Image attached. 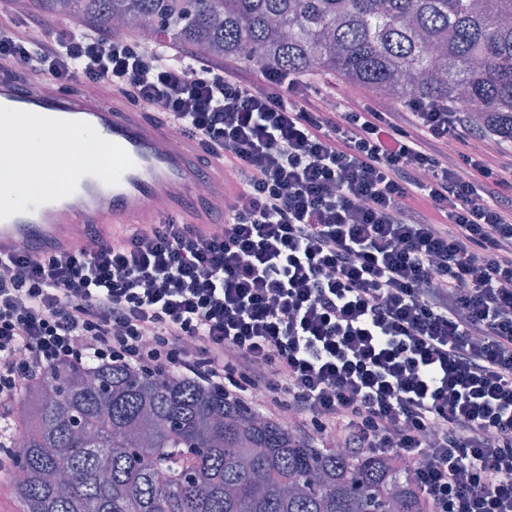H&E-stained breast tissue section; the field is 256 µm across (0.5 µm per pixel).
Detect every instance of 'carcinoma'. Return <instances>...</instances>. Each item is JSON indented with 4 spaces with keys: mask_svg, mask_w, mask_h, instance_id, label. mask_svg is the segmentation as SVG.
Masks as SVG:
<instances>
[{
    "mask_svg": "<svg viewBox=\"0 0 512 512\" xmlns=\"http://www.w3.org/2000/svg\"><path fill=\"white\" fill-rule=\"evenodd\" d=\"M129 17L202 56L322 71L397 102L482 106L512 144V0H40ZM23 436L17 512H425L393 461L317 448L197 381L122 364L34 375L0 441Z\"/></svg>",
    "mask_w": 512,
    "mask_h": 512,
    "instance_id": "1",
    "label": "carcinoma"
}]
</instances>
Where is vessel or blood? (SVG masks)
Instances as JSON below:
<instances>
[{
  "mask_svg": "<svg viewBox=\"0 0 512 512\" xmlns=\"http://www.w3.org/2000/svg\"><path fill=\"white\" fill-rule=\"evenodd\" d=\"M18 119L47 134L65 130L78 157L90 141L106 143L110 158L79 164L64 191L45 187L1 205L2 256L24 244L39 253H67L84 244L91 226L106 238L118 228L134 230L168 218L185 217L203 228L209 212L193 205L200 180H207L211 197L225 199L233 191L223 160H214L209 174H202L191 141L173 138L163 124L120 99L82 92L36 97L15 75H1L0 162L5 164L15 157L11 127Z\"/></svg>",
  "mask_w": 512,
  "mask_h": 512,
  "instance_id": "obj_1",
  "label": "vessel or blood"
}]
</instances>
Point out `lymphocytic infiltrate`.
Segmentation results:
<instances>
[{
  "mask_svg": "<svg viewBox=\"0 0 512 512\" xmlns=\"http://www.w3.org/2000/svg\"><path fill=\"white\" fill-rule=\"evenodd\" d=\"M41 25L0 11V68L152 109L237 186L208 232L0 257V406L58 362L180 373L397 460L430 512H512V153L438 100Z\"/></svg>",
  "mask_w": 512,
  "mask_h": 512,
  "instance_id": "obj_1",
  "label": "lymphocytic infiltrate"
}]
</instances>
